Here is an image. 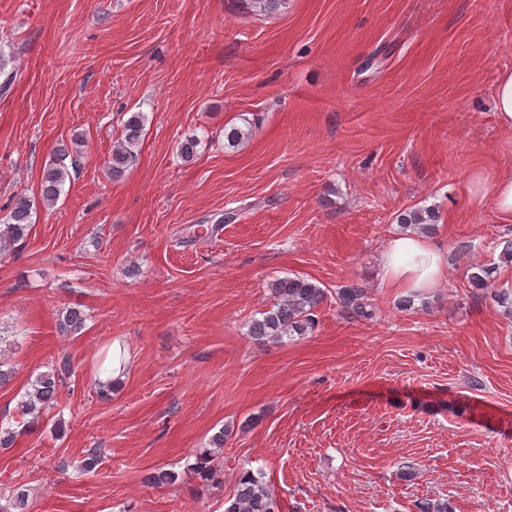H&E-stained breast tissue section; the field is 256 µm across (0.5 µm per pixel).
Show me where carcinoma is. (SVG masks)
Returning a JSON list of instances; mask_svg holds the SVG:
<instances>
[{"mask_svg":"<svg viewBox=\"0 0 512 512\" xmlns=\"http://www.w3.org/2000/svg\"><path fill=\"white\" fill-rule=\"evenodd\" d=\"M285 0H240L242 9L248 14L269 15L278 12ZM146 122L142 112L132 113L124 122V135L114 145L108 172L118 180L137 160V148ZM252 134L251 123L245 127L232 126L224 130L227 145L235 148L249 140ZM83 140L76 141L70 151H64L50 160L43 168L41 198L50 206L60 198L63 186L71 172L80 169L83 159ZM36 207L34 201L24 194L15 196L9 212L0 218V252L15 248L29 234ZM440 212L434 207L410 208L397 215L396 222L403 229H411L421 234L436 232ZM493 271L483 266H474L470 273V285L478 290L489 288ZM270 305L248 320V336L259 344L281 343L284 339L303 336L314 328L315 313L329 299L353 318H369L374 314L373 303L365 288L345 285L334 290L323 287L304 277H278L268 284ZM86 314L76 308H68L58 318V328L66 335H75L82 330ZM68 360L53 364L45 372L38 374L25 392L20 403L21 428L37 425L43 413L54 406L60 387L68 377ZM226 430L221 429L210 439V447L194 455V461L183 471L159 469L147 480L156 486H174L185 478L200 480L206 485L220 482L221 469L218 460L224 453ZM224 512H278L275 495L269 488L262 473L244 470L239 475L234 492L224 501Z\"/></svg>","mask_w":512,"mask_h":512,"instance_id":"obj_1","label":"carcinoma"}]
</instances>
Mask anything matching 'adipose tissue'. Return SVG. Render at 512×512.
Instances as JSON below:
<instances>
[{"label":"adipose tissue","instance_id":"adipose-tissue-1","mask_svg":"<svg viewBox=\"0 0 512 512\" xmlns=\"http://www.w3.org/2000/svg\"><path fill=\"white\" fill-rule=\"evenodd\" d=\"M466 192L473 206L491 204L502 221L512 222V174H474ZM382 269L385 287L428 291L437 287L447 274L448 254L409 231L389 242Z\"/></svg>","mask_w":512,"mask_h":512}]
</instances>
